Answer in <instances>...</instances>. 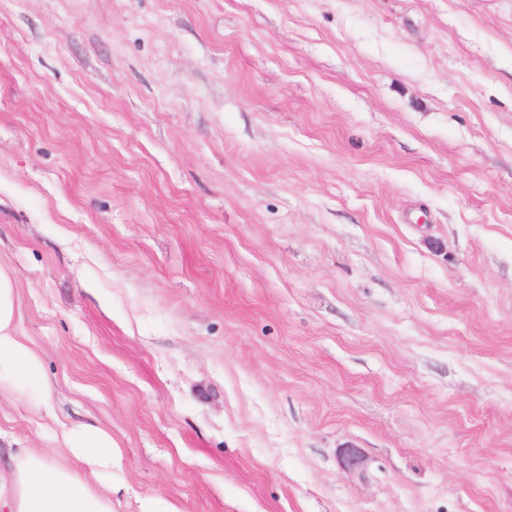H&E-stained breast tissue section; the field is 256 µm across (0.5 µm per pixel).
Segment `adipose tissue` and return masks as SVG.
<instances>
[{
    "label": "adipose tissue",
    "instance_id": "ef3b65f1",
    "mask_svg": "<svg viewBox=\"0 0 512 512\" xmlns=\"http://www.w3.org/2000/svg\"><path fill=\"white\" fill-rule=\"evenodd\" d=\"M14 273L0 266V397L53 416V386L42 357L18 332ZM57 452L6 448L0 469V512H113L112 436L77 421L53 434Z\"/></svg>",
    "mask_w": 512,
    "mask_h": 512
}]
</instances>
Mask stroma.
Listing matches in <instances>:
<instances>
[{
  "mask_svg": "<svg viewBox=\"0 0 512 512\" xmlns=\"http://www.w3.org/2000/svg\"><path fill=\"white\" fill-rule=\"evenodd\" d=\"M0 265L114 512H512V0H0Z\"/></svg>",
  "mask_w": 512,
  "mask_h": 512,
  "instance_id": "1",
  "label": "stroma"
}]
</instances>
